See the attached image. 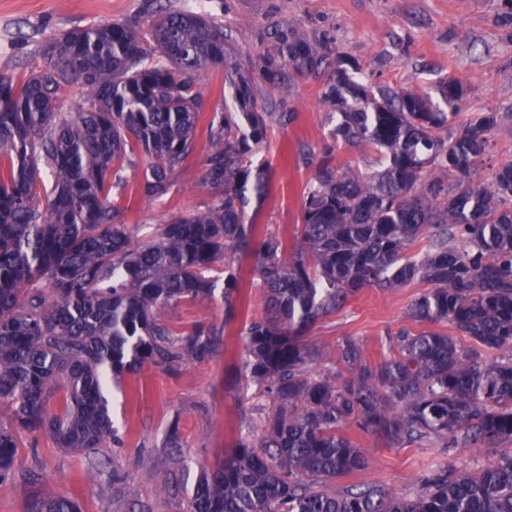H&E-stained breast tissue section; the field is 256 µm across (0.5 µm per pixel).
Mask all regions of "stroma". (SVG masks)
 <instances>
[{
	"instance_id": "35a3bbf8",
	"label": "stroma",
	"mask_w": 512,
	"mask_h": 512,
	"mask_svg": "<svg viewBox=\"0 0 512 512\" xmlns=\"http://www.w3.org/2000/svg\"><path fill=\"white\" fill-rule=\"evenodd\" d=\"M162 8L214 17L231 47V66L247 78L256 75L268 32L290 24L328 40L382 86L431 93L442 79L460 80L467 95L458 122L481 112L512 113V0H0V73L16 75L37 67L47 44L70 29L113 21L144 26ZM202 83L206 109L196 149L169 193L155 201L143 195L147 155H137L123 173L115 195L127 208L124 220L134 236L147 237L153 225L198 212L211 201L199 181L208 153L207 125L231 99L223 69L203 71ZM324 86V76H313L300 83L293 97L264 101L270 118L260 157L271 177L256 209L260 233L295 238L306 187L336 123L335 113L320 103ZM284 112L292 115L285 125L278 120ZM236 267L233 320H225L218 297L185 301L166 312L184 331L197 323L218 328L216 355L172 371L146 365L122 376L109 394L119 441L101 452L104 471L92 470L85 454L58 448L44 431L19 430L16 478L0 486V512H22L25 497L36 493L70 498L80 512H190L202 469L215 468L241 439L261 443L276 404L244 372L243 328L262 316L265 293L253 259L240 258ZM425 289L421 281L394 290L362 289L335 314L320 319L313 333L336 344L354 339L373 361L390 356V342L399 330L452 333L448 323L411 318V305ZM172 430L178 444L169 448L165 439ZM345 434L365 451L369 465L330 483L340 495L369 485L413 496L422 479L437 470L452 466L476 472L499 454L495 447L449 448L434 438L400 445L353 426ZM32 470L36 481L23 482Z\"/></svg>"
}]
</instances>
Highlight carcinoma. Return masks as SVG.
I'll return each mask as SVG.
<instances>
[{"instance_id":"1","label":"carcinoma","mask_w":512,"mask_h":512,"mask_svg":"<svg viewBox=\"0 0 512 512\" xmlns=\"http://www.w3.org/2000/svg\"><path fill=\"white\" fill-rule=\"evenodd\" d=\"M224 27L206 15L166 11L146 28L113 22L53 39L42 65L0 74V406L21 429H42L57 447L98 453L117 442L105 396L112 378L144 364L173 370L204 361L217 331L178 333L164 311L212 298L206 273L224 264V320L235 316L237 257L255 259L269 316L245 328L249 378L278 402L259 453L249 442L203 471L192 512H512V451L464 473L450 467L414 497L375 487L343 495L320 488L368 466L348 425L401 445L436 438L466 448L512 443V162L489 182L476 162L501 126L481 112L448 128L466 96L444 79L438 99L360 79L358 63L291 25L275 29L256 63L268 92L291 96L327 74L321 104L343 105L329 138L368 146L386 167L332 164L326 150L306 191L293 260L276 235L257 237L250 200L268 191L266 113L253 83L225 76L234 111L207 125L203 211L135 240L112 190L145 153L147 198L169 193L194 151L205 111L202 70L223 65ZM67 85L82 97L62 98ZM49 168L46 189L40 166ZM463 189L448 190V174ZM428 248L414 254L421 237ZM430 285L412 305L421 322L445 321L497 353L485 363L437 331H399L396 355L369 362L347 339L326 343L313 324L366 287ZM337 360L336 379L309 375ZM19 443L0 424V485ZM23 512H78L64 497L35 494Z\"/></svg>"}]
</instances>
